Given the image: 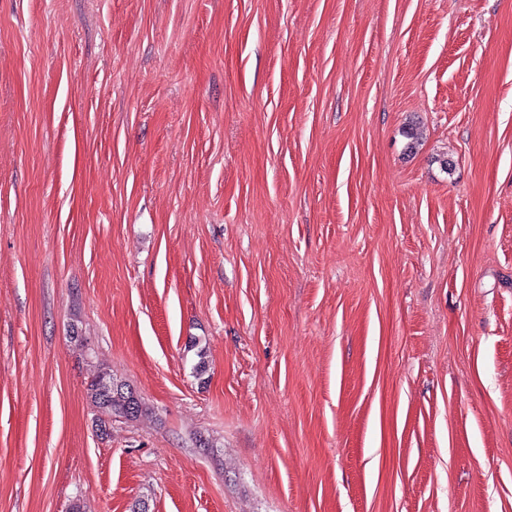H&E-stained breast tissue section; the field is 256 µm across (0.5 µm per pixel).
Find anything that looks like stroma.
Instances as JSON below:
<instances>
[{
	"label": "stroma",
	"mask_w": 512,
	"mask_h": 512,
	"mask_svg": "<svg viewBox=\"0 0 512 512\" xmlns=\"http://www.w3.org/2000/svg\"><path fill=\"white\" fill-rule=\"evenodd\" d=\"M141 503L512 512V0H0V512ZM87 390L102 433L112 423L113 415L136 419L144 412L137 393L125 383L114 380L112 373L105 368L100 369L90 380Z\"/></svg>",
	"instance_id": "obj_1"
}]
</instances>
